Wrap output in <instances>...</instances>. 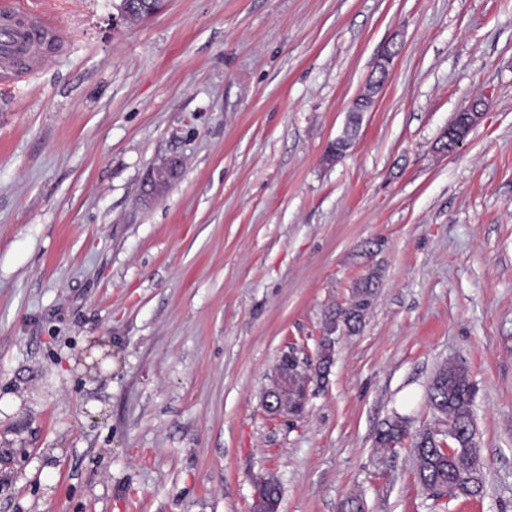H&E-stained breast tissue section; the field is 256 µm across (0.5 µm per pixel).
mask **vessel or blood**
<instances>
[{
  "instance_id": "vessel-or-blood-1",
  "label": "vessel or blood",
  "mask_w": 512,
  "mask_h": 512,
  "mask_svg": "<svg viewBox=\"0 0 512 512\" xmlns=\"http://www.w3.org/2000/svg\"><path fill=\"white\" fill-rule=\"evenodd\" d=\"M68 31L48 13L13 4L0 7V87L20 82L45 63L46 45L65 47Z\"/></svg>"
}]
</instances>
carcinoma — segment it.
I'll return each mask as SVG.
<instances>
[{
  "mask_svg": "<svg viewBox=\"0 0 512 512\" xmlns=\"http://www.w3.org/2000/svg\"><path fill=\"white\" fill-rule=\"evenodd\" d=\"M372 87L360 96L362 102L353 105L343 135L342 144L349 142L358 130L361 114L370 108ZM374 295L372 283L365 281L356 289L349 304L336 310V319L350 327L360 322L370 307ZM477 388L467 368L460 362H448L435 374L427 392L429 407L436 414L438 427L418 433L413 442L415 469L422 488L436 497L445 494L450 487L457 488L455 496L470 498L476 494L468 484L467 459L474 442L467 434L473 421V406ZM409 435L406 418L397 415L378 430L374 441L376 461L384 466L391 445ZM257 488L261 500L275 504L281 498V487L275 478L260 479Z\"/></svg>",
  "mask_w": 512,
  "mask_h": 512,
  "instance_id": "carcinoma-1",
  "label": "carcinoma"
}]
</instances>
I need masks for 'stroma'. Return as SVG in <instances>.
Returning <instances> with one entry per match:
<instances>
[{"label":"stroma","instance_id":"1","mask_svg":"<svg viewBox=\"0 0 512 512\" xmlns=\"http://www.w3.org/2000/svg\"><path fill=\"white\" fill-rule=\"evenodd\" d=\"M69 42L0 89V512H512V0H25ZM390 74L331 143L388 47ZM482 117L451 154L456 112ZM182 173L146 204L148 171ZM374 284L302 414L283 352ZM478 386L484 493L436 498L393 414ZM372 86L369 85L363 95L360 96V99L363 100V102L360 101V103H356L353 105L351 110V115L349 117V121L346 125V128L343 132V135L338 138V141L342 144L348 143L349 140L354 136L358 130L360 121H361V114L362 112H367L370 105V98L372 97ZM297 385L298 381L294 377L288 381V373L276 371V377L270 390L276 392L277 396L265 402V407L269 410L272 418L295 416L299 407L304 408L307 400V385L296 387ZM292 387L295 388L290 393L289 389ZM396 421H403L402 429L399 432L393 427L392 423ZM409 435L408 420L400 415L384 422V425L378 430L374 441V447L377 452L376 461L379 465L384 466L387 463L393 443L399 442L402 438Z\"/></svg>","mask_w":512,"mask_h":512}]
</instances>
